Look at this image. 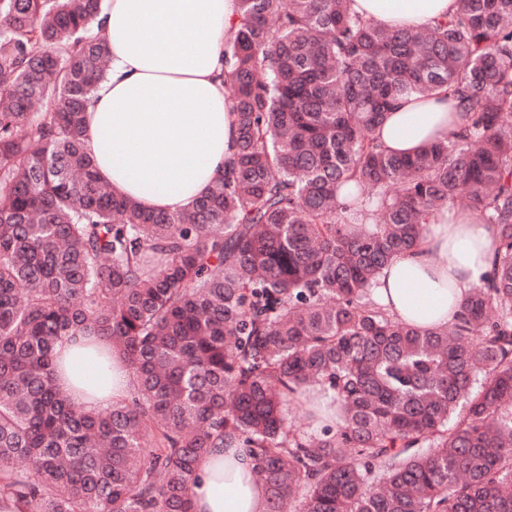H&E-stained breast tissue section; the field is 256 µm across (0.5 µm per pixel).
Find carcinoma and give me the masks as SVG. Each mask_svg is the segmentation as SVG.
Instances as JSON below:
<instances>
[{
  "label": "carcinoma",
  "instance_id": "carcinoma-1",
  "mask_svg": "<svg viewBox=\"0 0 512 512\" xmlns=\"http://www.w3.org/2000/svg\"><path fill=\"white\" fill-rule=\"evenodd\" d=\"M102 0H0V512H191L197 459L244 448L265 512H512V0L388 28L350 0H238L219 78L238 136L192 207L112 195L83 143ZM448 96V139L373 132ZM494 226L485 283L421 330L368 286L444 207ZM125 360L104 410L64 336ZM318 382L336 424L288 417ZM23 459L27 468L14 462ZM85 341L84 336H66L56 349L64 359L73 400L88 409H103L129 395V373L113 355L112 371L97 363V350L112 349L107 340L97 339L95 346Z\"/></svg>",
  "mask_w": 512,
  "mask_h": 512
}]
</instances>
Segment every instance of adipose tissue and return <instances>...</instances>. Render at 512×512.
Masks as SVG:
<instances>
[{"mask_svg": "<svg viewBox=\"0 0 512 512\" xmlns=\"http://www.w3.org/2000/svg\"><path fill=\"white\" fill-rule=\"evenodd\" d=\"M456 0H352L359 15L387 27H430ZM237 0H105L109 67L86 110L84 142L102 181L143 208L178 213L224 176L237 138L232 104L218 78L224 42L236 31ZM447 101H400L374 137L382 148L416 152L446 139ZM496 233L447 208L432 214L421 246L392 258L369 293L393 317L424 329L454 323L464 292L483 284ZM105 339L65 337L57 346L73 399L103 409L129 394L120 360L96 361ZM242 448L201 456L192 512H265L267 491Z\"/></svg>", "mask_w": 512, "mask_h": 512, "instance_id": "obj_1", "label": "adipose tissue"}]
</instances>
